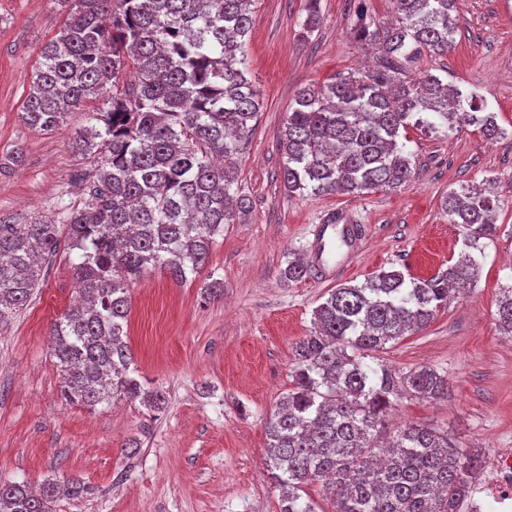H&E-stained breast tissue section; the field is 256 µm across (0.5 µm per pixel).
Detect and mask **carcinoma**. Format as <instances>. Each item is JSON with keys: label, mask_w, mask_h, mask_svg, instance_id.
<instances>
[{"label": "carcinoma", "mask_w": 512, "mask_h": 512, "mask_svg": "<svg viewBox=\"0 0 512 512\" xmlns=\"http://www.w3.org/2000/svg\"><path fill=\"white\" fill-rule=\"evenodd\" d=\"M309 0L300 36L319 23ZM395 23H364L357 39L378 47L379 65L301 89L284 124L281 177L290 196H360L408 186L412 154L401 133L446 134L475 127L507 136L483 99L420 67L423 55L455 46L457 0H392ZM68 17L40 51L24 101L25 122L51 131L89 98L106 105L78 142L95 157L82 176V206L62 221L0 218V323L27 306L43 264L72 254L79 300L51 329L53 356L69 403L94 409L115 399L158 412L167 393L136 377L127 342L128 287L152 268L176 281L197 275L216 236L250 211L238 156L263 108L248 78L253 0H58ZM460 228L461 257L429 278L381 270L341 284L313 309V331L292 346V387L267 418V468L282 490L281 512H316L315 482L332 512H460L482 457L430 424L394 426L402 395L448 397V376L421 367L400 377L377 353L427 327L451 292L478 284L483 240L495 231V203L463 186L443 198ZM307 274L300 254L284 281ZM500 330L512 336V286L501 291ZM94 489L79 478L33 490L0 483V512H53L61 497Z\"/></svg>", "instance_id": "obj_1"}]
</instances>
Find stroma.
<instances>
[{"label":"stroma","mask_w":512,"mask_h":512,"mask_svg":"<svg viewBox=\"0 0 512 512\" xmlns=\"http://www.w3.org/2000/svg\"><path fill=\"white\" fill-rule=\"evenodd\" d=\"M305 7L306 0L253 3L247 56L263 108L238 161L249 213L225 225L193 281L154 269L129 286L137 377L166 391V408L151 413L117 399L91 410L62 398L49 331L76 296L68 259L46 264L28 306L0 325V480L36 487L76 476L96 489L58 500L54 512H280L281 491L265 465V421L291 387L293 344L309 334L321 296L340 283L391 267L427 278L457 258L461 238L442 201L467 184L489 183L499 203L477 287L377 358L399 374L428 366L448 377L447 398L403 397L394 421L434 425L488 455L512 448V337L497 321L500 290L512 285V139L411 129L410 186L288 196L281 132L297 92L359 67L367 55L353 34L359 14L378 26L394 14L390 0H320L318 28L305 42ZM65 18L57 0H0V217L19 223L55 220L61 205L81 203L80 176L94 166L76 142L100 100H87L50 132L21 116L40 50ZM455 18V48L420 64L475 92L511 131L512 0H458ZM332 211L358 228L353 247L336 250L338 278L321 276L310 248ZM292 251L308 273L287 283L280 273ZM216 279L223 294L207 296ZM133 440L140 449L130 456Z\"/></svg>","instance_id":"35a3bbf8"}]
</instances>
